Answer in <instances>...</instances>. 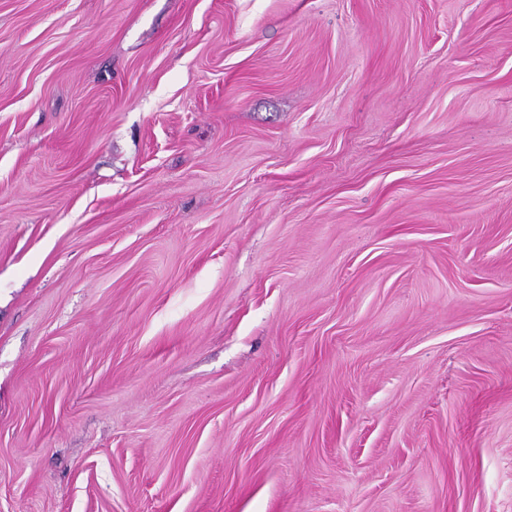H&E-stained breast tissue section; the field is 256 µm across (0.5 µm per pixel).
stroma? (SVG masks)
<instances>
[{"mask_svg":"<svg viewBox=\"0 0 512 512\" xmlns=\"http://www.w3.org/2000/svg\"><path fill=\"white\" fill-rule=\"evenodd\" d=\"M0 512H512V0H0Z\"/></svg>","mask_w":512,"mask_h":512,"instance_id":"1","label":"stroma"}]
</instances>
